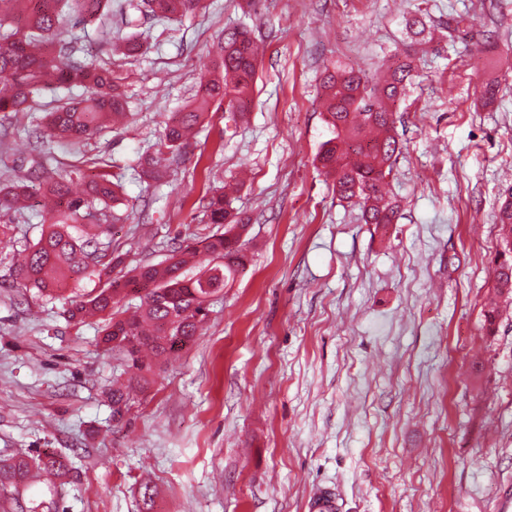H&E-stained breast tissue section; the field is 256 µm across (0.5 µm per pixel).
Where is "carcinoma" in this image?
<instances>
[{
	"mask_svg": "<svg viewBox=\"0 0 512 512\" xmlns=\"http://www.w3.org/2000/svg\"><path fill=\"white\" fill-rule=\"evenodd\" d=\"M73 1L79 17L103 16L108 0H0V112H30L40 89L54 83L80 86L87 95L68 100L45 113L40 142L35 146L40 161L28 175L0 181V235L9 231L5 218L19 208L38 186L52 202L49 224L14 270L16 283L55 299L89 273L102 274L121 262L103 246L108 225L120 220L115 208L122 203V177H113L102 162L87 167L71 166L58 173L48 161L46 145L68 141L79 145L99 135L110 121L127 115L123 74L104 60L85 57L88 32L74 22L61 36L63 7ZM154 17L171 19L195 11L200 0H143ZM258 49L250 33L224 34L217 62L220 76L201 83L190 108L173 113L153 151L143 153L133 171L146 182H160L169 168L170 156L187 144L189 134L212 105L229 112L248 111L257 70ZM413 77L411 52L388 66L372 83L362 71L336 62L325 69L323 109L332 137L326 140L317 161L333 177L339 199L361 211L366 224L385 226L399 217L397 200L384 192L393 171L399 141L394 132V108ZM204 216L209 224L224 225L201 246L181 244L163 265H142L126 280L69 300L68 318L83 322L101 316V343L116 350L141 370L142 352L164 356L193 341L206 318L209 300L224 288V281L246 266L240 239L248 225L231 212L224 187L212 189ZM505 251L512 254V191L496 216ZM494 291L512 300V261L496 262ZM129 294L139 298L135 310L115 309L118 299ZM66 477L71 464L56 454L38 453L0 458V497H11L20 512H34L21 502L20 490L28 487L32 471Z\"/></svg>",
	"mask_w": 512,
	"mask_h": 512,
	"instance_id": "1",
	"label": "carcinoma"
}]
</instances>
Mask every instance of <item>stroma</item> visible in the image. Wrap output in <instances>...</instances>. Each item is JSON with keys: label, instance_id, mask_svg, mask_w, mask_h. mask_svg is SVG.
<instances>
[{"label": "stroma", "instance_id": "stroma-1", "mask_svg": "<svg viewBox=\"0 0 512 512\" xmlns=\"http://www.w3.org/2000/svg\"><path fill=\"white\" fill-rule=\"evenodd\" d=\"M466 31L449 34L453 15ZM415 77L395 107L400 153L389 191L397 223H363L316 162L330 138L320 98L340 60L366 75L411 37ZM109 33L89 55L128 73L129 116L51 163L135 165L201 78L214 46L247 27L261 55L248 112H209L164 180L126 182L124 222L106 240L111 276L164 262L220 232L202 202L238 175L249 263L212 300L194 341L156 362L128 406L112 383L136 376L105 350L97 321L19 288L14 255L40 237L34 217L0 238V456L57 453L70 477L31 481L37 512H309L317 490L338 512H504L512 506V305L483 325L501 248L493 217L512 188V0H202L173 21L112 0ZM137 33L142 50L122 51ZM499 91L482 108L474 91ZM0 112V181L36 158L43 111ZM484 370L473 378L471 365ZM151 502H144V489Z\"/></svg>", "mask_w": 512, "mask_h": 512}]
</instances>
